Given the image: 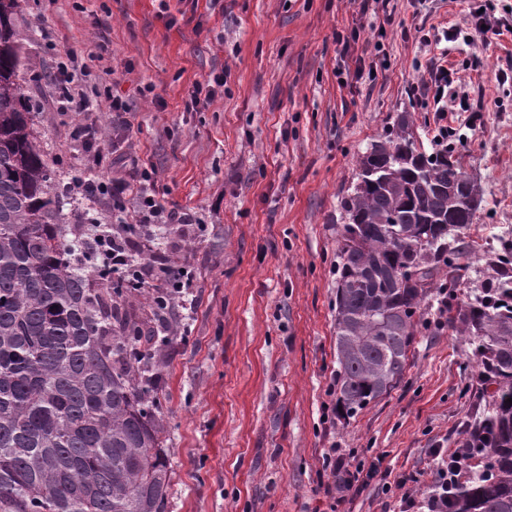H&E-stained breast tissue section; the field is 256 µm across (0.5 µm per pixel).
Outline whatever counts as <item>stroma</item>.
<instances>
[{
	"label": "stroma",
	"mask_w": 512,
	"mask_h": 512,
	"mask_svg": "<svg viewBox=\"0 0 512 512\" xmlns=\"http://www.w3.org/2000/svg\"><path fill=\"white\" fill-rule=\"evenodd\" d=\"M469 0H20L14 22L47 71L63 49L84 51L92 15L111 19L121 91L154 86L112 167L143 161L158 196L207 224L159 248L196 272L189 319L175 323L152 363L165 397L170 512H382L393 483L413 474L426 500L437 452L457 447L485 401L471 341L448 325L438 293L421 306L429 327L408 350L395 387L351 418L327 393L336 375V256L341 200L357 160L400 115L423 147L448 125L454 156L480 184L458 300L498 276L512 249V81L495 73L512 36L445 39L467 28ZM67 43L49 42L48 32ZM461 77L462 109L439 114L413 82L428 65ZM223 74L213 101L184 108L195 83ZM34 130L63 183L86 160L71 149L51 82L29 84ZM353 451L378 473L334 502L328 449ZM391 491H384V483Z\"/></svg>",
	"instance_id": "1"
}]
</instances>
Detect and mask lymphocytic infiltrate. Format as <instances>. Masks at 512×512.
<instances>
[{"label": "lymphocytic infiltrate", "instance_id": "1", "mask_svg": "<svg viewBox=\"0 0 512 512\" xmlns=\"http://www.w3.org/2000/svg\"><path fill=\"white\" fill-rule=\"evenodd\" d=\"M94 25L100 32L98 41L88 48L86 55L66 52L52 74V84L59 110L74 120L69 131L71 140L81 144L96 171L106 159L103 140L117 142L126 136L133 127L135 109L132 98L114 93L94 71L95 66L104 67L112 62L107 36L110 23L98 17ZM73 189L83 199H111V222L89 225L84 238L96 243L103 266L113 276L133 277L147 294H162L164 307L154 315L153 328L155 332L167 333L170 317L186 306L193 274L188 266L172 264L166 256L156 253L152 239L129 246L123 230L129 224L192 225L196 222L194 215L161 203L156 192L155 168L146 163L123 175L102 178L94 174L74 182ZM478 460L477 449L465 440L447 458L435 462L434 493L427 502L429 512H446L448 493L470 478ZM326 465L334 477L325 486L327 495L344 497L361 489L362 469L356 466L354 455L329 450Z\"/></svg>", "mask_w": 512, "mask_h": 512}]
</instances>
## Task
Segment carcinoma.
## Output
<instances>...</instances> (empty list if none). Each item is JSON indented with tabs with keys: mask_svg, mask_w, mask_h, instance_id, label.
<instances>
[{
	"mask_svg": "<svg viewBox=\"0 0 512 512\" xmlns=\"http://www.w3.org/2000/svg\"><path fill=\"white\" fill-rule=\"evenodd\" d=\"M0 0V512H168L171 470L163 402L139 345L142 323L119 305L141 295L77 250L51 192L56 174L34 132L24 83L45 75L22 53L30 34ZM408 116L358 160L344 197L336 288V393L358 414L401 379L424 324L421 304L459 252L477 183L448 146L420 151ZM495 285L448 307L474 344L491 388L467 437L480 473L448 496V512H512V253Z\"/></svg>",
	"mask_w": 512,
	"mask_h": 512,
	"instance_id": "cac0c4a2",
	"label": "carcinoma"
}]
</instances>
